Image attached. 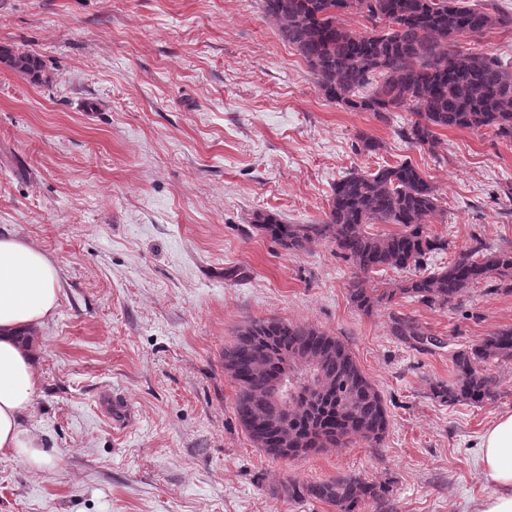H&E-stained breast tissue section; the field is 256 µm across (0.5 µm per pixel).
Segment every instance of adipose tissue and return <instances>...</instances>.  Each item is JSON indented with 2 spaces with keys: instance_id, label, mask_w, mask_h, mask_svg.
Listing matches in <instances>:
<instances>
[{
  "instance_id": "obj_1",
  "label": "adipose tissue",
  "mask_w": 512,
  "mask_h": 512,
  "mask_svg": "<svg viewBox=\"0 0 512 512\" xmlns=\"http://www.w3.org/2000/svg\"><path fill=\"white\" fill-rule=\"evenodd\" d=\"M59 270L36 246L0 236V455L34 465L48 457L25 425L39 385L37 347L30 336L57 309ZM491 493L478 512H512V412L499 414L479 440Z\"/></svg>"
}]
</instances>
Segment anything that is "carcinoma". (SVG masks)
Listing matches in <instances>:
<instances>
[{"label":"carcinoma","mask_w":512,"mask_h":512,"mask_svg":"<svg viewBox=\"0 0 512 512\" xmlns=\"http://www.w3.org/2000/svg\"><path fill=\"white\" fill-rule=\"evenodd\" d=\"M282 38L308 66L328 99L351 110L384 119L403 107L417 119L398 131L406 142L430 148L437 130L492 129L512 142V61L460 45L461 35L477 36L512 28V15L460 0H260ZM355 10L368 27L356 32L339 16ZM0 64L34 83L46 82L41 58L31 51L0 48ZM383 144L357 136L355 150L376 153ZM437 188L409 161L375 172L354 170L331 185L328 212L316 224H288L272 214L260 215L256 228L290 254L318 241L332 243L357 270L349 285L351 302L369 314L400 296L425 306L444 307L472 286L495 278L512 291V250L495 247L479 236L448 266L428 268L429 259L448 249V241L431 236L427 224L438 212ZM372 224H395L384 234ZM403 274L391 288H370V274ZM394 332L420 342L436 341L409 315L393 317ZM299 350L323 373L307 368L288 377V385L309 383L314 391L301 398L288 416L290 442L284 447L272 428L275 415L266 391L280 356ZM512 361V328H503L452 354L455 381L432 387L443 403H480L496 396L487 373L494 362ZM224 371L235 384L234 412L250 438L268 453L300 458L337 448L353 438L378 442L389 426L382 395L338 338L310 324L276 319L252 321L224 348ZM289 499L321 502L339 512H360L369 502H383L390 483L346 476L310 483H290Z\"/></svg>","instance_id":"carcinoma-1"}]
</instances>
